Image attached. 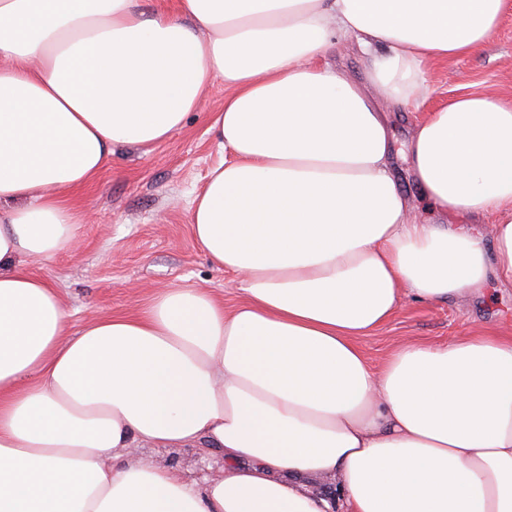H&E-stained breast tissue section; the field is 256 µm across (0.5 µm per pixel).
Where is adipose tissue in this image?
Listing matches in <instances>:
<instances>
[{"mask_svg": "<svg viewBox=\"0 0 512 512\" xmlns=\"http://www.w3.org/2000/svg\"><path fill=\"white\" fill-rule=\"evenodd\" d=\"M177 2L0 0V512H512V336L376 369L358 346L403 298L512 286V108L464 94L412 127L438 223L411 215L382 110L416 107L428 64L479 51L506 0ZM346 41L387 47L366 82L321 61ZM218 79L230 158L191 224L240 302L171 288L68 331L28 267L76 242L63 191L179 132ZM465 214L492 215L489 241ZM148 446L223 467L188 478Z\"/></svg>", "mask_w": 512, "mask_h": 512, "instance_id": "ef3b65f1", "label": "adipose tissue"}]
</instances>
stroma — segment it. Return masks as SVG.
<instances>
[{
	"instance_id": "1",
	"label": "stroma",
	"mask_w": 512,
	"mask_h": 512,
	"mask_svg": "<svg viewBox=\"0 0 512 512\" xmlns=\"http://www.w3.org/2000/svg\"><path fill=\"white\" fill-rule=\"evenodd\" d=\"M427 108L465 93L512 105V0L486 45L476 53L439 61L427 69ZM224 85L215 83L183 128L147 148L117 149L111 163L68 202L83 215L75 249L31 262V271L55 285L67 307V325L136 312L155 294L197 288L231 305L240 294L234 277L218 269L196 245L190 205L210 170L225 158L208 133L224 106ZM492 330L512 333V288L491 282L466 300H405L393 318L359 346L379 364L397 344H438L459 335ZM145 459L168 464L191 478L218 472L217 452L199 448L145 450Z\"/></svg>"
}]
</instances>
